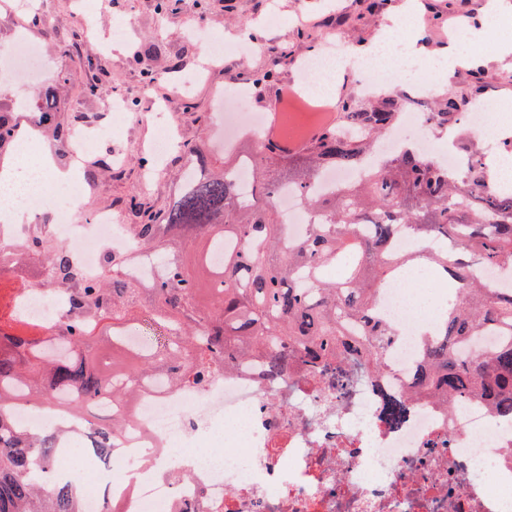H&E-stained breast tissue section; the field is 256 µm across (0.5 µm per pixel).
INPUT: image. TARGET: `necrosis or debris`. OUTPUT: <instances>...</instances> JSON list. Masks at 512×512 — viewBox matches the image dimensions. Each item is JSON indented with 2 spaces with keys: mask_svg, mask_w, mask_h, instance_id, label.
Returning <instances> with one entry per match:
<instances>
[{
  "mask_svg": "<svg viewBox=\"0 0 512 512\" xmlns=\"http://www.w3.org/2000/svg\"><path fill=\"white\" fill-rule=\"evenodd\" d=\"M42 63L38 47L19 34L0 71L35 90L43 85ZM353 65L341 45L327 44L305 59L298 85L310 89L325 71L339 75ZM271 113L276 133L291 132L294 143H304L283 106L244 118L228 102L214 117V147L234 152L243 137L263 134ZM429 123L426 113L407 109L389 128L384 154L396 152L412 132L427 158L463 168L462 155L425 136ZM0 197L10 200L0 207L1 222L25 213L49 217L47 234L74 255L86 277L100 278L112 259L138 251L110 212L72 223L78 198H63L48 172L38 173L29 189L0 188ZM429 275L415 262L382 286L376 313L392 336L381 375H366L358 360L325 373L300 361L287 379L271 381L260 362H241L200 390L148 383L128 411L107 400L79 413L58 398L36 411L18 406L16 418L32 430L49 424L76 434V443L60 448L53 478L85 473L86 512H101L106 497L118 512H512V422L477 398L451 410L415 395L431 339L420 331L429 307L415 301L411 283ZM21 306L44 336L69 309L65 295L51 298L34 287L24 290ZM385 392L413 399L399 428L381 419ZM126 411L132 421L113 436L102 462L77 455V448L93 446L99 415Z\"/></svg>",
  "mask_w": 512,
  "mask_h": 512,
  "instance_id": "obj_1",
  "label": "necrosis or debris"
}]
</instances>
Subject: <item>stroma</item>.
Here are the masks:
<instances>
[{
	"label": "stroma",
	"mask_w": 512,
	"mask_h": 512,
	"mask_svg": "<svg viewBox=\"0 0 512 512\" xmlns=\"http://www.w3.org/2000/svg\"><path fill=\"white\" fill-rule=\"evenodd\" d=\"M402 0H391L388 10L373 12L369 0H186L179 10L158 13L155 0H95L94 12H85V0H39L38 12L43 24L27 27L28 37L44 50L45 77L59 73L74 76L68 91L59 101L65 115H85L91 125L102 129L101 137L87 149L84 167H92L99 151L111 149L124 161L122 175L99 174L95 182L79 177L81 206L72 214L81 221L84 214L108 210L115 223L125 221L130 208L160 210L172 203L176 195L180 161L178 149L183 145L205 144L215 111L214 94L231 91L246 83L249 77L272 72L274 78L262 93L250 95L245 111L263 110L274 99L280 86L293 83L301 58L309 49L320 48L325 40L339 37L346 45L368 43L388 24ZM419 13L413 24L418 51L409 58L415 73L436 77L443 70L451 75L446 87L463 99L466 109L493 99L498 107L512 104V54L497 57L482 38H475V58L484 69L483 90L473 93V77L469 66L449 67L448 57L454 49L448 44L442 28L449 15L465 14L480 21L486 0H418ZM90 23L94 32L81 51L69 44L73 31L82 23ZM200 30L223 33L232 40L241 31H249L259 43V50L242 58L225 56L218 64H210L205 44L197 38ZM155 44L152 55L142 52L145 44ZM91 56L107 72V90L89 97L83 92L81 56ZM205 70L201 80H193L195 71ZM163 74L169 94L167 111L155 112L150 102L141 97L145 73ZM128 93L136 98L141 112L150 114L147 123L128 124L122 137L106 136L112 122L109 102L112 94ZM174 122L177 150L171 151L162 172L148 175L154 162L148 144L158 127Z\"/></svg>",
	"instance_id": "1"
}]
</instances>
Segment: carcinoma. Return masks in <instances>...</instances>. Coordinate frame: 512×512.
<instances>
[{
  "label": "carcinoma",
  "instance_id": "cac0c4a2",
  "mask_svg": "<svg viewBox=\"0 0 512 512\" xmlns=\"http://www.w3.org/2000/svg\"><path fill=\"white\" fill-rule=\"evenodd\" d=\"M84 67V92L102 93L94 59L85 58ZM68 81V74L57 76L22 106L61 156L72 148L74 123L56 111ZM443 103L432 113L434 124L459 120L457 96L448 92ZM341 108L343 128H322L286 159L278 145L259 140L246 194L237 168L215 175L204 149L188 147L185 159L199 162V169L181 176L173 203L157 217L135 209L125 225L127 237L164 269L151 285L131 273L136 258L112 262L108 280H86L44 225L25 227L0 263V283L21 280L23 268L37 265L36 285L68 295L72 315L47 339L22 319L0 332V512H83L78 482H45L57 466L58 445L73 433L22 427L14 416L21 399L45 404L65 394L75 408L96 399L130 402L149 378L167 375L175 386L201 388L221 368L253 358L271 379L287 378L296 358L325 370L338 355L360 354L366 370L377 373L392 331L373 320L372 311L381 283L410 262L391 251L404 228L428 246L423 257L434 276L457 284L419 372L418 395L450 406L477 397L512 420V290L486 288L474 276L480 268L512 263V189L480 190L489 169L475 152L466 151V169L451 171L404 146L375 164L365 181L315 194L312 184L323 167L361 165L397 118L394 100L386 97L374 105L350 98ZM14 109L0 100V153L21 133ZM288 184L320 217L295 242L288 241L274 204ZM226 242L216 266L213 252ZM338 263L346 265L344 280L326 279L325 270ZM141 313L167 335L157 354L132 353L121 344L131 317ZM485 328L504 332L506 340L466 361L455 346ZM408 411L407 400L385 395L388 423H399ZM118 427H100L89 452L105 455Z\"/></svg>",
  "mask_w": 512,
  "mask_h": 512
}]
</instances>
